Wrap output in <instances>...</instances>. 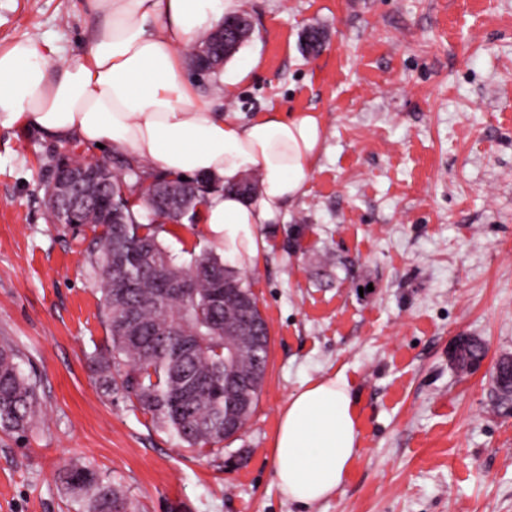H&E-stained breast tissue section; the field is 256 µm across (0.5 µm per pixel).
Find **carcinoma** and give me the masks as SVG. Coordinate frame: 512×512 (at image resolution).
I'll list each match as a JSON object with an SVG mask.
<instances>
[{
	"mask_svg": "<svg viewBox=\"0 0 512 512\" xmlns=\"http://www.w3.org/2000/svg\"><path fill=\"white\" fill-rule=\"evenodd\" d=\"M84 164L105 173V193L113 204L110 224L89 209L78 215V232L92 233L86 261L104 301L110 339L106 351L96 356L97 371L125 393L133 409L150 416L154 427L205 452L232 436L226 427L233 411L230 393L241 391L231 379L233 365L249 370L267 364L269 337L255 349L244 330V349L233 358L224 354V316L243 324L264 322L254 293L240 272L207 250H191L190 261H179L160 240L165 225L144 221L142 211L149 210L150 198L164 184L181 196L184 217L192 221L212 187L199 178H171L141 162L125 160L119 173L101 161ZM164 274L188 277L193 297L163 293ZM130 303L137 306L139 330L135 336H120L115 327ZM188 338L195 342L190 356L183 350ZM483 356L473 340L457 367L471 369ZM19 360V350L8 341L0 343V432L21 437L37 424L42 410L39 382L22 373ZM59 478L77 505L75 512H140L120 483L84 462L64 461Z\"/></svg>",
	"mask_w": 512,
	"mask_h": 512,
	"instance_id": "carcinoma-1",
	"label": "carcinoma"
}]
</instances>
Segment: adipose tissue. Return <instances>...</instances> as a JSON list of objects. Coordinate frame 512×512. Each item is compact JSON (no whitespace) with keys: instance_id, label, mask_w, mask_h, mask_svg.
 I'll list each match as a JSON object with an SVG mask.
<instances>
[{"instance_id":"adipose-tissue-1","label":"adipose tissue","mask_w":512,"mask_h":512,"mask_svg":"<svg viewBox=\"0 0 512 512\" xmlns=\"http://www.w3.org/2000/svg\"><path fill=\"white\" fill-rule=\"evenodd\" d=\"M235 0H81L97 25L82 50L51 73L38 45L0 48V126L23 121L45 138L104 145L173 177L221 184L201 207L209 238L238 266L260 255L264 224L278 223L305 193L320 157V113L264 112L242 123L183 77L180 49L218 28ZM260 175L251 196L244 172ZM361 445L346 376L303 384L281 409L272 442L276 484L311 506L344 485Z\"/></svg>"}]
</instances>
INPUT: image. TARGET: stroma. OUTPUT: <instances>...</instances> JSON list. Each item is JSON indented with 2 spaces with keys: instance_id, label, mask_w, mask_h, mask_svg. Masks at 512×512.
<instances>
[{
  "instance_id": "35a3bbf8",
  "label": "stroma",
  "mask_w": 512,
  "mask_h": 512,
  "mask_svg": "<svg viewBox=\"0 0 512 512\" xmlns=\"http://www.w3.org/2000/svg\"><path fill=\"white\" fill-rule=\"evenodd\" d=\"M253 34L203 93L226 116L317 112L306 193L244 274L270 335L243 430L217 454L184 448L103 385L107 344L86 241L50 223L49 157L107 150L0 127V339L37 375L43 417L0 433V512H73L60 463H92L144 512H512V405L488 364L462 374L460 336L512 354V0H239ZM95 21L78 0H0L19 38L59 67ZM325 38L315 56L303 33ZM344 371L361 448L341 490L310 507L275 485L279 413L304 382Z\"/></svg>"
}]
</instances>
